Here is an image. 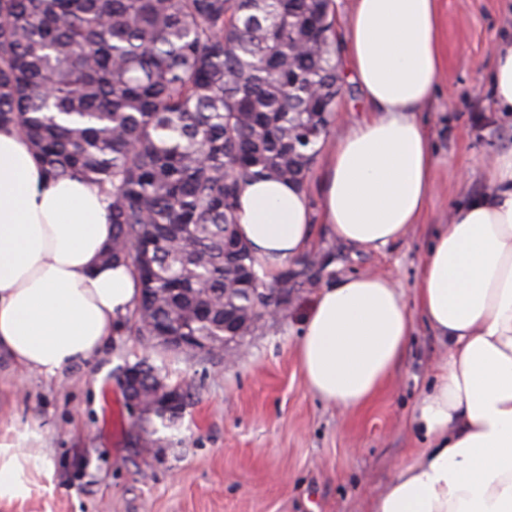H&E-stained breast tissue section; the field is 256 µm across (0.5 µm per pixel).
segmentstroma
Returning a JSON list of instances; mask_svg holds the SVG:
<instances>
[{
  "mask_svg": "<svg viewBox=\"0 0 512 512\" xmlns=\"http://www.w3.org/2000/svg\"><path fill=\"white\" fill-rule=\"evenodd\" d=\"M444 73L420 114L437 185L409 236L378 251L336 241L318 196L312 248L329 256L320 283L367 271L415 301L419 266L448 213L488 191L484 164L512 144V114L493 108L492 56L512 39V0H440ZM316 287L293 288L286 315L261 319L222 356L171 354L125 322L111 344L48 379L0 356V438L35 431L20 452L37 467L31 492L0 512H367L418 445V398L446 349L422 318L394 382L342 412L308 392L297 344ZM146 359L191 397L171 423L138 420L122 369Z\"/></svg>",
  "mask_w": 512,
  "mask_h": 512,
  "instance_id": "35a3bbf8",
  "label": "stroma"
}]
</instances>
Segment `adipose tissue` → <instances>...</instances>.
Returning <instances> with one entry per match:
<instances>
[{
  "label": "adipose tissue",
  "instance_id": "1",
  "mask_svg": "<svg viewBox=\"0 0 512 512\" xmlns=\"http://www.w3.org/2000/svg\"><path fill=\"white\" fill-rule=\"evenodd\" d=\"M351 79L372 106L333 142L318 172L321 214L339 242L365 251L404 240L435 189L419 114L442 67L438 0H355ZM490 191L453 208L420 267L414 304L379 273L322 286L297 355L308 391L340 411L391 379L422 318L448 353L417 402L423 446L369 512H512V147L489 157ZM105 197L79 177L48 180L27 140L0 129V354L54 377L103 350L138 294L112 241ZM238 234L275 277L313 240L309 191L246 182ZM0 440V498L26 494V468Z\"/></svg>",
  "mask_w": 512,
  "mask_h": 512
}]
</instances>
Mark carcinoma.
<instances>
[{
    "mask_svg": "<svg viewBox=\"0 0 512 512\" xmlns=\"http://www.w3.org/2000/svg\"><path fill=\"white\" fill-rule=\"evenodd\" d=\"M327 0H0V127L29 140L51 180L80 176L108 200L106 258L140 294L116 325L251 335L287 274L234 257L243 183H306L342 87ZM136 398L159 375L129 367ZM189 391L156 412L179 418Z\"/></svg>",
    "mask_w": 512,
    "mask_h": 512,
    "instance_id": "1",
    "label": "carcinoma"
}]
</instances>
